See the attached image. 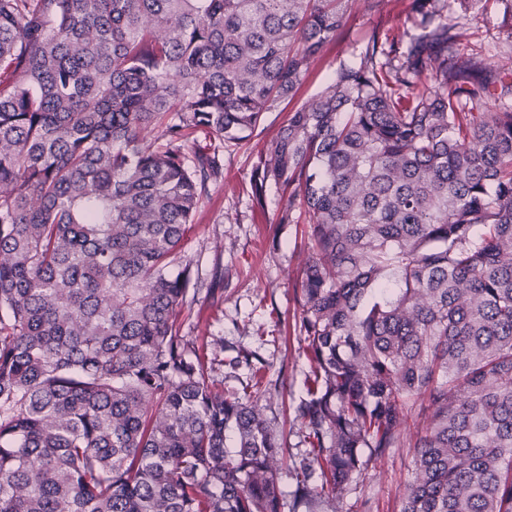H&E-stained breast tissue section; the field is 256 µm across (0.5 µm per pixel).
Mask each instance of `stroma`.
I'll return each mask as SVG.
<instances>
[{
	"label": "stroma",
	"mask_w": 512,
	"mask_h": 512,
	"mask_svg": "<svg viewBox=\"0 0 512 512\" xmlns=\"http://www.w3.org/2000/svg\"><path fill=\"white\" fill-rule=\"evenodd\" d=\"M413 0H349L345 25L311 68L297 94L266 113L248 140L225 143L222 169L195 216L175 261H193L199 268L195 292L189 293L180 321V334L195 344L207 343L209 358L225 389L242 391L249 366L230 367L237 353L250 354L267 368L277 389L264 398L271 427L284 436V490H293L291 472L306 445L294 409L305 395L309 362L296 336L281 337V322H293L297 311L296 283L308 252L304 224L279 226L285 204L274 185L255 199L251 185L254 157L287 120L289 112L311 104L331 83L341 65L359 61L371 36L386 38L413 31ZM448 24L461 37L462 59L488 60L512 74V26L503 23L497 0L466 14L452 13ZM414 468V451L396 448L369 468L356 491L335 503L336 512H349L356 497L370 501L371 512H401V494Z\"/></svg>",
	"instance_id": "stroma-1"
}]
</instances>
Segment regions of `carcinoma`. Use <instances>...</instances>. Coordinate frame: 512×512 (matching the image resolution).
<instances>
[{
	"label": "carcinoma",
	"instance_id": "carcinoma-1",
	"mask_svg": "<svg viewBox=\"0 0 512 512\" xmlns=\"http://www.w3.org/2000/svg\"><path fill=\"white\" fill-rule=\"evenodd\" d=\"M347 3L0 0V512H283L265 368L221 387L170 266L219 173L196 133L246 138ZM446 8L416 0L399 64L372 37L252 162L308 228L292 512L406 446L401 512H512V76L473 81Z\"/></svg>",
	"mask_w": 512,
	"mask_h": 512
}]
</instances>
